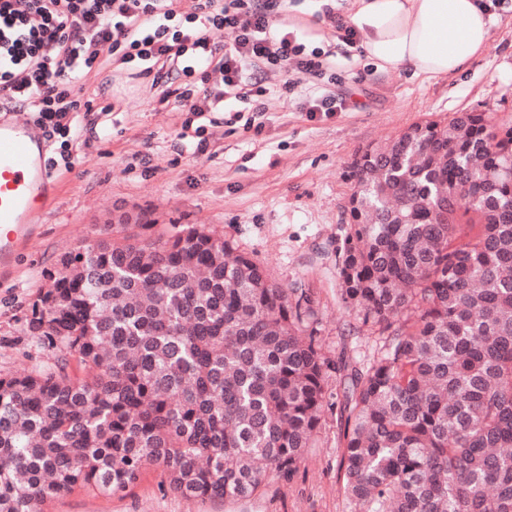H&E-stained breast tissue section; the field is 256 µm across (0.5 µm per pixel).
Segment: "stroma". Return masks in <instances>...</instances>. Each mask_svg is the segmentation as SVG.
Wrapping results in <instances>:
<instances>
[{"label":"stroma","mask_w":512,"mask_h":512,"mask_svg":"<svg viewBox=\"0 0 512 512\" xmlns=\"http://www.w3.org/2000/svg\"><path fill=\"white\" fill-rule=\"evenodd\" d=\"M493 22L481 54L457 75L415 78L381 70L336 37L320 0H288L285 9L307 48L320 49L336 79L328 88L349 108L308 117L282 91L283 72H266L270 93L262 129L244 131L228 113H213L205 154L179 139L185 113L160 105L136 79L138 64L112 79L119 104L81 119L80 158L57 173L58 191L43 224L0 272V377L52 367L54 349L27 322L45 285L44 273L79 241L119 221L164 226L204 224L262 265L279 285L306 291L312 326L328 360L363 366L379 348L377 328L363 325L339 299L337 250L347 232L346 209L355 154L410 125L486 110L512 120V0H493ZM336 407L324 412L314 448L292 480L248 501L188 500L163 488L147 470L134 488L111 496L76 490L47 512H349L341 489Z\"/></svg>","instance_id":"obj_1"}]
</instances>
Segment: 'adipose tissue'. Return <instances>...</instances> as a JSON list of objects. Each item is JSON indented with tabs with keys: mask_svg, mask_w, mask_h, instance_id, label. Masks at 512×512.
<instances>
[{
	"mask_svg": "<svg viewBox=\"0 0 512 512\" xmlns=\"http://www.w3.org/2000/svg\"><path fill=\"white\" fill-rule=\"evenodd\" d=\"M344 20L363 33L378 68L427 78L461 71L482 52L491 23L481 0H352Z\"/></svg>",
	"mask_w": 512,
	"mask_h": 512,
	"instance_id": "adipose-tissue-1",
	"label": "adipose tissue"
}]
</instances>
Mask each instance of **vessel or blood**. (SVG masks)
<instances>
[{"mask_svg":"<svg viewBox=\"0 0 512 512\" xmlns=\"http://www.w3.org/2000/svg\"><path fill=\"white\" fill-rule=\"evenodd\" d=\"M42 130L0 114V265L10 266L56 191Z\"/></svg>","mask_w":512,"mask_h":512,"instance_id":"b4317fda","label":"vessel or blood"}]
</instances>
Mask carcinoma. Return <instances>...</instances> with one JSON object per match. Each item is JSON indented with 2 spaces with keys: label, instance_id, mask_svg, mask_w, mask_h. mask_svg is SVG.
<instances>
[{
  "label": "carcinoma",
  "instance_id": "1",
  "mask_svg": "<svg viewBox=\"0 0 512 512\" xmlns=\"http://www.w3.org/2000/svg\"><path fill=\"white\" fill-rule=\"evenodd\" d=\"M353 173L337 277L383 336L365 366L330 363L308 295L204 224L82 241L28 322L56 363L0 378V512L150 466L187 499L261 494L314 447L332 371L350 512H512V125L416 123Z\"/></svg>",
  "mask_w": 512,
  "mask_h": 512
}]
</instances>
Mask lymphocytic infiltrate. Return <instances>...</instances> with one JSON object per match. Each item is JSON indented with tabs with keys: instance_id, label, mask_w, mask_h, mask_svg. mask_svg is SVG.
I'll use <instances>...</instances> for the list:
<instances>
[{
	"instance_id": "lymphocytic-infiltrate-1",
	"label": "lymphocytic infiltrate",
	"mask_w": 512,
	"mask_h": 512,
	"mask_svg": "<svg viewBox=\"0 0 512 512\" xmlns=\"http://www.w3.org/2000/svg\"><path fill=\"white\" fill-rule=\"evenodd\" d=\"M283 0H0V99L29 106L53 147L51 168L71 171L79 160L72 129L77 113L97 111L85 75L140 62L160 104L189 113L181 138L203 126L193 118L220 112L226 101L264 112L262 69L287 72L283 88L324 82L318 51L295 33L275 28ZM232 31V46L215 35ZM295 93V92H294Z\"/></svg>"
}]
</instances>
